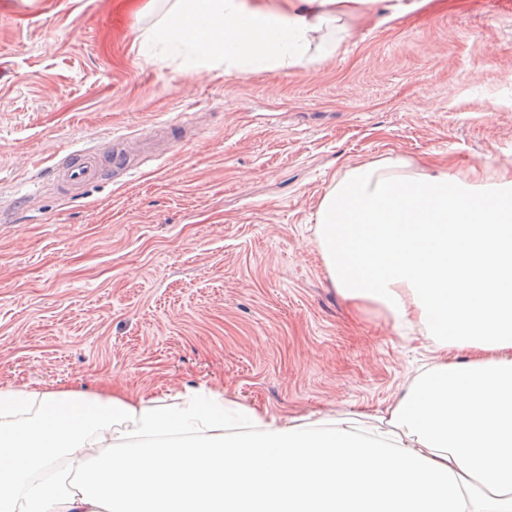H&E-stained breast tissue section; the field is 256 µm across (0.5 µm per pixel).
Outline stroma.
Masks as SVG:
<instances>
[{
  "instance_id": "stroma-1",
  "label": "stroma",
  "mask_w": 512,
  "mask_h": 512,
  "mask_svg": "<svg viewBox=\"0 0 512 512\" xmlns=\"http://www.w3.org/2000/svg\"><path fill=\"white\" fill-rule=\"evenodd\" d=\"M370 0L336 54L243 77L157 62L147 0H0V386L204 384L314 419L438 360L350 314L316 235L347 166L512 171V0ZM163 135L71 190L69 152Z\"/></svg>"
}]
</instances>
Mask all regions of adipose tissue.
Wrapping results in <instances>:
<instances>
[{
  "label": "adipose tissue",
  "mask_w": 512,
  "mask_h": 512,
  "mask_svg": "<svg viewBox=\"0 0 512 512\" xmlns=\"http://www.w3.org/2000/svg\"><path fill=\"white\" fill-rule=\"evenodd\" d=\"M357 0H173L141 45L239 76L330 56ZM317 239L353 309L445 353L381 411L311 420L206 386L0 387V512H512V173L347 167Z\"/></svg>",
  "instance_id": "1"
}]
</instances>
